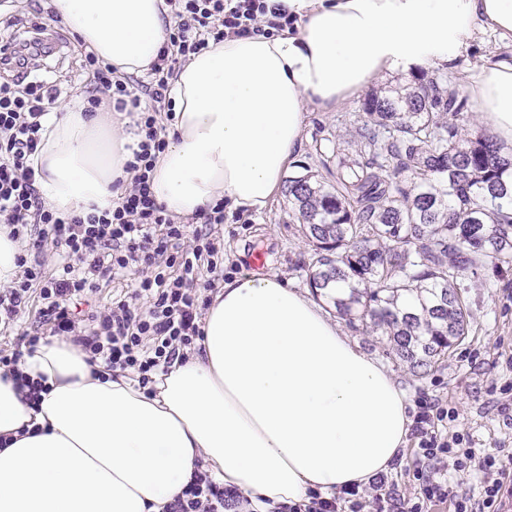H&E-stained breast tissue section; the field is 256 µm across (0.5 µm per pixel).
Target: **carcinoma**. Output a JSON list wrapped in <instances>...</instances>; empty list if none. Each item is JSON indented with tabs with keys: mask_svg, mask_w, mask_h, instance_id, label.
I'll use <instances>...</instances> for the list:
<instances>
[{
	"mask_svg": "<svg viewBox=\"0 0 512 512\" xmlns=\"http://www.w3.org/2000/svg\"><path fill=\"white\" fill-rule=\"evenodd\" d=\"M355 112L335 182L304 165L285 197L314 247L310 288L422 376L468 336L466 279L512 268V146L468 132L441 74L372 89Z\"/></svg>",
	"mask_w": 512,
	"mask_h": 512,
	"instance_id": "cac0c4a2",
	"label": "carcinoma"
}]
</instances>
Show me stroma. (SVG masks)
<instances>
[{"label":"stroma","instance_id":"obj_1","mask_svg":"<svg viewBox=\"0 0 512 512\" xmlns=\"http://www.w3.org/2000/svg\"><path fill=\"white\" fill-rule=\"evenodd\" d=\"M511 56V46L500 42L491 31H482L447 73L460 91L467 78L487 60ZM355 106L351 100L333 112L310 113L297 165L311 164L316 141L335 138L338 117L353 112ZM211 239L224 261L225 278L260 270L276 273L292 287L307 289V266L313 248L290 216L285 197L275 198L258 213H225L223 224L213 230ZM258 252L266 256L260 265L252 260ZM467 285L466 298L473 316L471 331L456 351L425 376H413L388 359L383 344L371 337L358 335L354 341L383 362L404 390L410 413H417L420 400L442 401L459 413L452 429L467 434L474 447L494 453L512 448V426L504 424L491 396L492 391L512 384V368L505 365L512 357V271L496 277L486 270L468 280Z\"/></svg>","mask_w":512,"mask_h":512}]
</instances>
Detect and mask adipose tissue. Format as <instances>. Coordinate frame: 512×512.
Instances as JSON below:
<instances>
[{
    "mask_svg": "<svg viewBox=\"0 0 512 512\" xmlns=\"http://www.w3.org/2000/svg\"><path fill=\"white\" fill-rule=\"evenodd\" d=\"M297 28L231 37L195 55L170 90L174 119L151 190L170 214L225 201L259 212L279 196L310 111L387 75L443 68L488 28L512 44V0H278ZM83 49L118 74L146 72L171 17L163 0H51ZM465 93L512 144V60L485 62ZM33 158L63 213L111 208L138 141L76 100L45 123ZM185 362L154 394L88 363L69 341L0 367V512H161L196 469L259 512L362 486L387 471L411 422L404 392L309 294L273 273L225 281ZM44 380L29 403L20 378Z\"/></svg>",
    "mask_w": 512,
    "mask_h": 512,
    "instance_id": "1",
    "label": "adipose tissue"
}]
</instances>
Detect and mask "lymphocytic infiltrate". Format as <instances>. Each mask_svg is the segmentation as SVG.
I'll use <instances>...</instances> for the list:
<instances>
[{"label":"lymphocytic infiltrate","mask_w":512,"mask_h":512,"mask_svg":"<svg viewBox=\"0 0 512 512\" xmlns=\"http://www.w3.org/2000/svg\"><path fill=\"white\" fill-rule=\"evenodd\" d=\"M174 19L166 41L146 77L117 75L94 52L82 55L80 74L90 108L110 104L130 111L142 138L127 162L132 178L117 205L95 212L62 213L48 205L31 163L41 143L46 116L58 109L61 94L43 79L37 59L41 46L11 39L0 48V223L13 240L28 246L18 258L21 277L0 290V325H14L27 308L32 286H39L41 318L56 336L70 338L90 362L130 373L141 387L202 337L203 303L199 290H210L224 277V265L202 229L189 230L169 214L151 191V174L168 146L166 120L172 119L169 91L192 55L229 36H270L293 28L296 19L270 0H166ZM55 258L46 273L45 252ZM139 277L130 298L113 300L87 318L72 304L96 293L101 280L128 270ZM454 409L422 404L413 434L418 441L413 493L404 495L387 476L368 489L351 487L325 497L306 498L273 512H431L448 504L452 512H503L512 494V452L481 453L465 446L464 434H439L436 422L456 420ZM479 477L481 491L467 488ZM250 507L237 490L195 470L181 494L164 512H225L229 502Z\"/></svg>","instance_id":"obj_1"}]
</instances>
